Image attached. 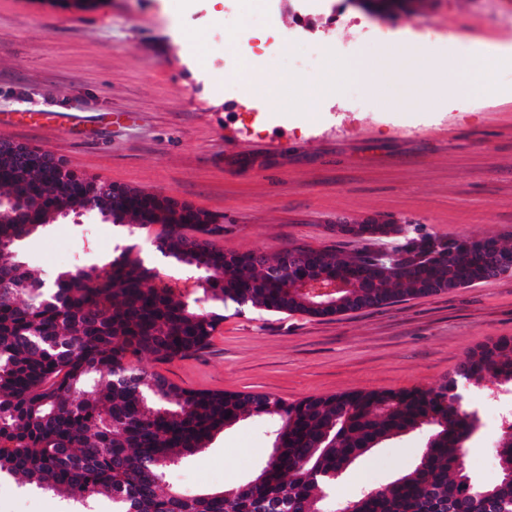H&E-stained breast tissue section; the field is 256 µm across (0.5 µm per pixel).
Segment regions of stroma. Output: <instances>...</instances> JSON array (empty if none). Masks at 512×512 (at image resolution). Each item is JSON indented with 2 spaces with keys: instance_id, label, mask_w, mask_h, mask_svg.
Segmentation results:
<instances>
[{
  "instance_id": "1",
  "label": "stroma",
  "mask_w": 512,
  "mask_h": 512,
  "mask_svg": "<svg viewBox=\"0 0 512 512\" xmlns=\"http://www.w3.org/2000/svg\"><path fill=\"white\" fill-rule=\"evenodd\" d=\"M267 25L305 42L335 43L320 74L275 56L252 58L249 94L225 76L235 29L216 25L210 0H0V137L51 152L69 168L161 193L217 215L228 251L275 255L291 246L352 250L338 219L417 225L420 233L512 240V59L495 63L497 97L454 107L429 100L459 76L457 43L512 44V0H407L374 17L350 0H270ZM416 38L419 52L405 49ZM368 61L394 83L395 105L369 100L344 59ZM314 100L306 111V100ZM262 105L269 121L253 125ZM74 115L54 129L46 113ZM134 244L155 257L154 231L128 235L95 213L28 239L22 258L47 275ZM512 336V273L472 287L334 317L234 307L209 347L147 370L195 390L270 393L287 401L346 390L435 387L480 343ZM482 428L464 449L476 480L497 474L490 449L512 394L471 395ZM412 432L372 450L336 483V497L382 488L422 452ZM268 420L215 435L169 475L186 492L246 481L269 454ZM58 497L0 479V512H60Z\"/></svg>"
}]
</instances>
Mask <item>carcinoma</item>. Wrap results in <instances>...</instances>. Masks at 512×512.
Wrapping results in <instances>:
<instances>
[{
    "label": "carcinoma",
    "instance_id": "obj_1",
    "mask_svg": "<svg viewBox=\"0 0 512 512\" xmlns=\"http://www.w3.org/2000/svg\"><path fill=\"white\" fill-rule=\"evenodd\" d=\"M49 151L23 145L0 153V477L63 493L67 512H512V428L492 450L497 477L477 482L462 451L480 431L458 390L492 379L512 390V336L490 339L441 385L353 390L288 402L268 393L197 391L138 365L206 349L221 310L332 317L487 282L512 271V243L494 237L419 234L384 223L388 252L321 248L305 259L292 246L226 256L224 225L186 205L124 186L106 192L102 219L128 235L155 225V248L196 275L206 306L164 280L122 245L106 263L52 278L19 258L21 244L60 218L80 216L101 180L70 171L61 181ZM288 261V274L271 268ZM354 280L334 302L310 298L308 276ZM274 419L272 453L246 482L188 494L167 472L244 416ZM418 430L423 450L411 471L381 490L364 489L336 507L330 490L356 460Z\"/></svg>",
    "mask_w": 512,
    "mask_h": 512
}]
</instances>
